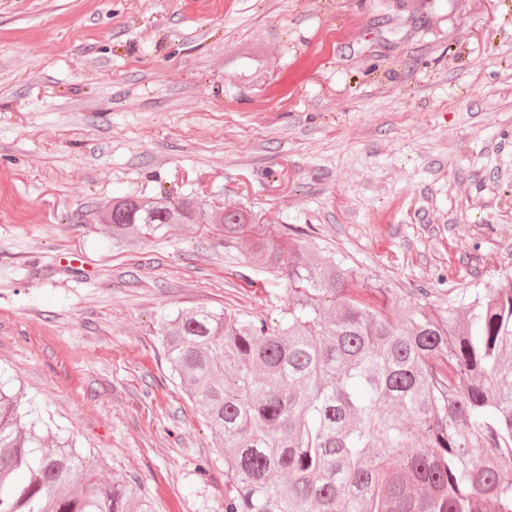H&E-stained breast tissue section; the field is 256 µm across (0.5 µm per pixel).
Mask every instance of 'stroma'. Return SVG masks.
<instances>
[{"label":"stroma","mask_w":512,"mask_h":512,"mask_svg":"<svg viewBox=\"0 0 512 512\" xmlns=\"http://www.w3.org/2000/svg\"><path fill=\"white\" fill-rule=\"evenodd\" d=\"M163 190L195 221L113 246L112 197ZM228 200L371 283L497 287L512 0H0V373L154 512L224 504L163 323L288 302L226 252L209 216Z\"/></svg>","instance_id":"obj_1"}]
</instances>
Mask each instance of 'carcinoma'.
I'll list each match as a JSON object with an SVG mask.
<instances>
[{
	"mask_svg": "<svg viewBox=\"0 0 512 512\" xmlns=\"http://www.w3.org/2000/svg\"><path fill=\"white\" fill-rule=\"evenodd\" d=\"M194 214L167 192L117 197L103 231L122 247ZM212 219L227 251L258 224L236 201ZM248 258L288 283L281 321L194 309L160 336L224 450V512H512L511 272L443 306L357 279L286 227ZM39 424L0 380V512H152Z\"/></svg>",
	"mask_w": 512,
	"mask_h": 512,
	"instance_id": "1",
	"label": "carcinoma"
}]
</instances>
